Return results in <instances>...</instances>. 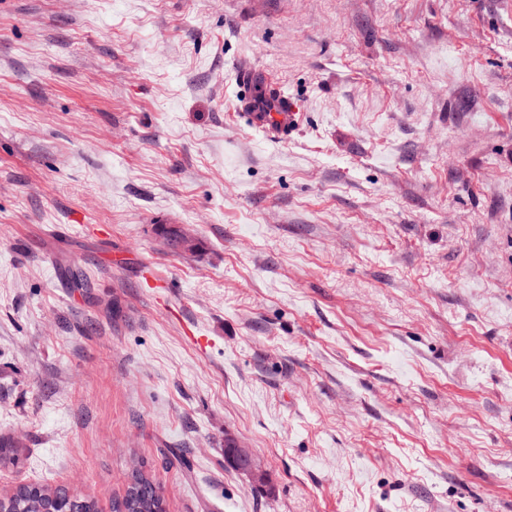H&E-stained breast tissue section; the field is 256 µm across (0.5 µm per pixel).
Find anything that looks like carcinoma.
Returning a JSON list of instances; mask_svg holds the SVG:
<instances>
[{"label": "carcinoma", "mask_w": 512, "mask_h": 512, "mask_svg": "<svg viewBox=\"0 0 512 512\" xmlns=\"http://www.w3.org/2000/svg\"><path fill=\"white\" fill-rule=\"evenodd\" d=\"M4 512H99L97 501L75 497L62 489L18 485L0 500ZM112 512H166L164 499L143 471L129 476L124 494L112 503Z\"/></svg>", "instance_id": "carcinoma-1"}]
</instances>
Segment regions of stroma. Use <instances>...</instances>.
<instances>
[{"mask_svg":"<svg viewBox=\"0 0 512 512\" xmlns=\"http://www.w3.org/2000/svg\"><path fill=\"white\" fill-rule=\"evenodd\" d=\"M1 436L101 512H512V0H0ZM262 75L263 72L248 71L240 77L242 86L249 88V94L240 101L242 117L251 126L288 137V133L299 124L300 112L280 95L254 99L255 88L262 82ZM224 459L227 464L246 473L253 482L261 483L266 478V469L263 463L249 448L228 443L224 448ZM128 478L124 494L112 503V512H166L163 497L145 472Z\"/></svg>","mask_w":512,"mask_h":512,"instance_id":"obj_1","label":"stroma"}]
</instances>
